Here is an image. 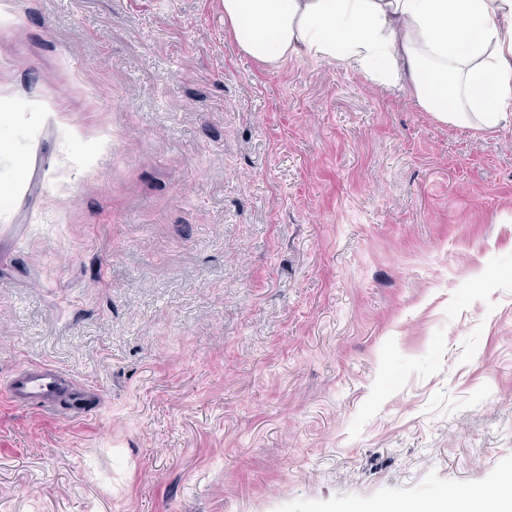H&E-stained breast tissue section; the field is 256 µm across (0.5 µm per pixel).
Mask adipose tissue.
<instances>
[{
	"instance_id": "ef3b65f1",
	"label": "adipose tissue",
	"mask_w": 512,
	"mask_h": 512,
	"mask_svg": "<svg viewBox=\"0 0 512 512\" xmlns=\"http://www.w3.org/2000/svg\"><path fill=\"white\" fill-rule=\"evenodd\" d=\"M242 54L277 68L306 56L384 87L454 125L512 123V0H223ZM455 512H512V471L454 494Z\"/></svg>"
}]
</instances>
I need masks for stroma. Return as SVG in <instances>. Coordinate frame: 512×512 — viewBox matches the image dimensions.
<instances>
[{
    "label": "stroma",
    "instance_id": "35a3bbf8",
    "mask_svg": "<svg viewBox=\"0 0 512 512\" xmlns=\"http://www.w3.org/2000/svg\"><path fill=\"white\" fill-rule=\"evenodd\" d=\"M0 512H369L512 470V124L222 0H0ZM63 385L70 388V395L73 397L88 390L87 384L78 382L61 370L51 365L32 362L24 365L7 387L1 388V392L14 407L29 404L52 407L54 398Z\"/></svg>",
    "mask_w": 512,
    "mask_h": 512
}]
</instances>
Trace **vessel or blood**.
Returning <instances> with one entry per match:
<instances>
[{"mask_svg":"<svg viewBox=\"0 0 512 512\" xmlns=\"http://www.w3.org/2000/svg\"><path fill=\"white\" fill-rule=\"evenodd\" d=\"M69 387L71 395L87 391L88 386L61 370L42 363L24 365L12 378L6 388L0 389V396L5 397L12 406L36 404L51 406L62 387Z\"/></svg>","mask_w":512,"mask_h":512,"instance_id":"obj_1","label":"vessel or blood"}]
</instances>
